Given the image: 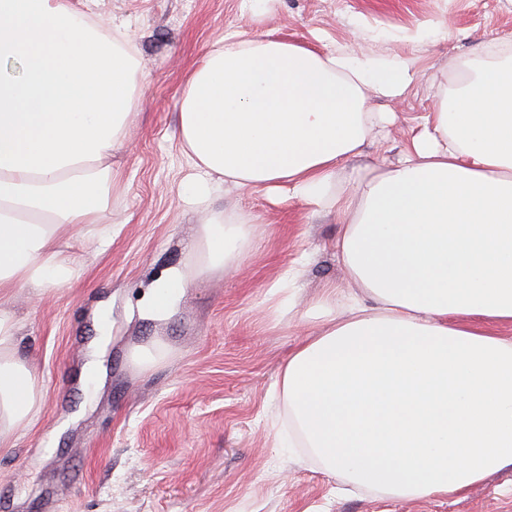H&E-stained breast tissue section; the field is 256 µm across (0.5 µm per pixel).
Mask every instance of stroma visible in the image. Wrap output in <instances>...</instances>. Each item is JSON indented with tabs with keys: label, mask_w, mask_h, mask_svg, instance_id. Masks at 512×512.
<instances>
[{
	"label": "stroma",
	"mask_w": 512,
	"mask_h": 512,
	"mask_svg": "<svg viewBox=\"0 0 512 512\" xmlns=\"http://www.w3.org/2000/svg\"><path fill=\"white\" fill-rule=\"evenodd\" d=\"M94 13L125 21L147 82L131 138L112 154L117 197L103 218L114 228L111 248L76 250L81 276L70 287L42 296L0 291V307L19 321L17 353L42 396L37 419L0 446V498L10 512H512V467L459 494L404 501L338 491L302 449L271 448L286 419L272 387L294 346L320 330L313 303L326 286L351 288L336 255L343 226L335 213L310 215L284 192L217 197L215 207L250 211L255 222L239 269L197 280L168 320L139 311L158 277L189 263L187 244L203 221L179 197L189 169L176 116L189 74L226 33L366 42L402 54L400 29L428 17L451 21V39L420 47L413 88L399 102L375 104L396 120L383 143H367L359 163L386 168L432 112L433 82L453 79L457 62L491 39L512 40V0H278L260 17L240 0H98ZM300 258L295 306L275 318L267 290ZM103 307L110 328L101 347ZM157 338L170 345L169 356L139 368L132 349ZM96 348L90 397L83 370Z\"/></svg>",
	"instance_id": "obj_1"
}]
</instances>
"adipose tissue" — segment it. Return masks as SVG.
Here are the masks:
<instances>
[{
    "mask_svg": "<svg viewBox=\"0 0 512 512\" xmlns=\"http://www.w3.org/2000/svg\"><path fill=\"white\" fill-rule=\"evenodd\" d=\"M451 35L423 21L392 56L225 36L177 115L191 169L180 199L206 216L195 263L166 270L140 303L170 317L196 277L244 259L253 217L214 210L221 193L284 187L311 213L342 215L336 250L361 294L329 286L316 300L323 327L288 358V427L272 445L397 500L459 493L512 466V341L494 332L512 324V53L461 60L390 168L351 165L392 121L373 101L415 84L412 49ZM0 58L22 66L0 67V289L40 296L79 278V238L112 245L110 160L144 76L121 25L69 0H0ZM16 332L0 308V445L41 410Z\"/></svg>",
    "mask_w": 512,
    "mask_h": 512,
    "instance_id": "ef3b65f1",
    "label": "adipose tissue"
}]
</instances>
